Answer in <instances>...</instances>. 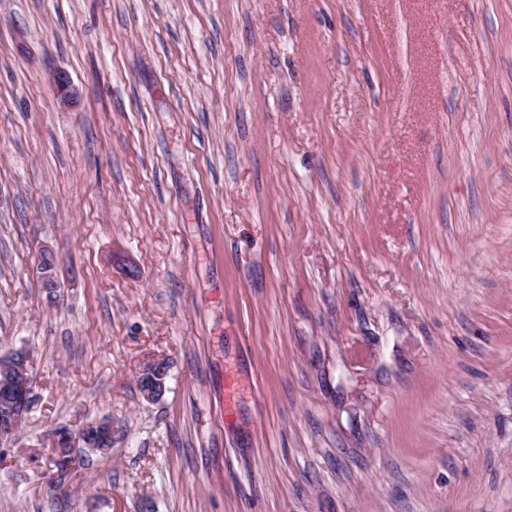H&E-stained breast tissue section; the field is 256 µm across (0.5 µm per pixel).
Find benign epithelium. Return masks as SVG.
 <instances>
[{"label":"benign epithelium","mask_w":512,"mask_h":512,"mask_svg":"<svg viewBox=\"0 0 512 512\" xmlns=\"http://www.w3.org/2000/svg\"><path fill=\"white\" fill-rule=\"evenodd\" d=\"M39 254L36 273L47 299L54 302L60 288L58 255L48 246L40 248ZM29 367L30 356L24 351L0 355V441L15 439L36 404ZM165 375L166 370L156 366L147 367L140 373L139 381L143 383L146 399L153 400L160 395ZM80 431L85 439L84 451L109 453L105 445L112 444L111 419L87 422L81 426ZM51 446L54 451V468L50 471V488L65 492L72 486L76 469L74 434L68 428L57 429L52 435Z\"/></svg>","instance_id":"benign-epithelium-1"}]
</instances>
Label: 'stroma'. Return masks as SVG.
Segmentation results:
<instances>
[{
	"label": "stroma",
	"mask_w": 512,
	"mask_h": 512,
	"mask_svg": "<svg viewBox=\"0 0 512 512\" xmlns=\"http://www.w3.org/2000/svg\"><path fill=\"white\" fill-rule=\"evenodd\" d=\"M20 349L0 512H512V0H0ZM40 260L36 267V273L41 287L50 302L57 299L60 283L58 279L59 259L57 253L49 246H43L39 250ZM29 367L30 356L24 351L0 355L1 442L15 439L36 404ZM165 369H160L156 365L145 368L140 373L139 381L143 383L144 395L148 400L157 398L164 388ZM81 435L85 439L82 448L88 453L108 454L111 448H104L105 445L112 446V419L102 418L93 422H87L80 428ZM80 438L83 442V438ZM83 445L86 447L84 448ZM50 444L54 451V468L49 471L50 488L65 492L72 486L78 458L73 448L74 434L68 428H59L53 433ZM53 451L51 449L48 465H52Z\"/></svg>",
	"instance_id": "stroma-1"
}]
</instances>
